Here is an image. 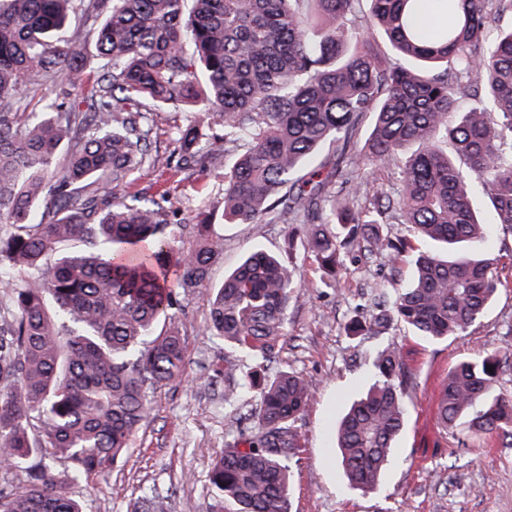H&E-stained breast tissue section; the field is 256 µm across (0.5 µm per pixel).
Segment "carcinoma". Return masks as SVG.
I'll return each instance as SVG.
<instances>
[{"label": "carcinoma", "mask_w": 512, "mask_h": 512, "mask_svg": "<svg viewBox=\"0 0 512 512\" xmlns=\"http://www.w3.org/2000/svg\"><path fill=\"white\" fill-rule=\"evenodd\" d=\"M0 0V458L24 486L0 492V512H83L71 488L112 470L130 452L151 394L182 379L178 287L206 290L207 332L256 358L287 335L295 270L262 249L217 288H205L223 238L203 216L174 221L167 191L127 188L154 165L142 100L159 109L196 106L218 127L182 130L176 170L226 153L224 221L299 225L327 288L349 251L386 253L398 272L413 243L408 287L378 302L351 330L392 320L416 337L459 336L483 317L501 282L497 259L478 247L484 223L469 188L479 183L491 221L512 233V27L488 35L491 15L512 0ZM79 14L95 33L100 65ZM380 29L400 64L373 36ZM479 88L485 103L459 102ZM71 100L64 107L58 94ZM371 131L355 157L398 166L389 195L363 198L348 148L365 118ZM334 148L331 162L317 159ZM313 163L300 181L301 168ZM398 220L408 236L382 237ZM191 237L195 244L175 243ZM503 356L457 362L439 407L451 435L512 440V395L494 392ZM378 379L335 428L348 484L373 489L404 428L407 388L400 352L374 360ZM493 371H487V367ZM308 383L282 371L263 380L258 432L225 442L209 474L211 512H288L289 461ZM66 468L67 481L53 464Z\"/></svg>", "instance_id": "cac0c4a2"}]
</instances>
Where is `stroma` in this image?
Returning <instances> with one entry per match:
<instances>
[{
	"mask_svg": "<svg viewBox=\"0 0 512 512\" xmlns=\"http://www.w3.org/2000/svg\"><path fill=\"white\" fill-rule=\"evenodd\" d=\"M152 152L158 164L131 186L145 195L163 189L176 217L189 221L200 210L220 209L223 159L209 174L195 168L169 169L175 126H204L206 118L185 108L149 117ZM212 230L224 239V256L209 271V286H219L253 246L288 261L303 288L288 306V334L264 361L266 376L294 371L308 383L312 402L296 426L300 448L291 463V512H512V445L496 438L458 440L445 433L438 414L439 391L458 361L491 352L507 354L499 376L501 390L512 392V235L494 225L485 243L498 260L501 286L474 330L441 341H423L400 322L384 334L349 332L348 323L372 310L379 289L405 287L412 268L403 264L390 277L386 255H344L336 287H323L303 238H290V225L227 224L215 219ZM184 331L185 372L181 382L158 389L148 416L133 439L130 455L100 478L75 489L85 512H131L137 497L157 490L168 512H209L208 474L227 440L255 431L251 416L257 389L243 376L224 375V360L252 366V359L228 353L205 330L208 303L197 291L177 292ZM400 351L411 383L405 397L407 423L390 465L373 490L351 488L335 458L333 425L343 410L376 380L379 349ZM236 389L233 404L224 392Z\"/></svg>",
	"mask_w": 512,
	"mask_h": 512,
	"instance_id": "obj_1",
	"label": "stroma"
}]
</instances>
